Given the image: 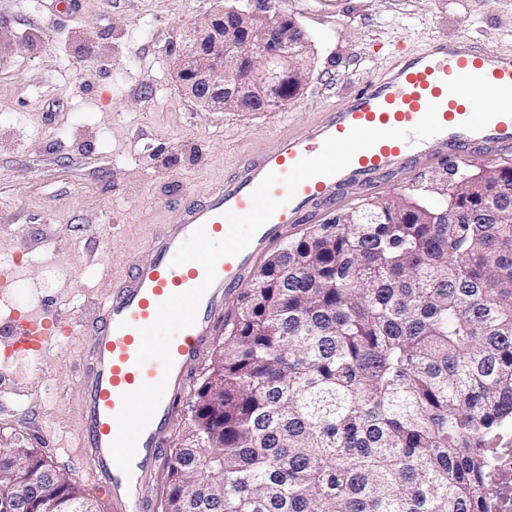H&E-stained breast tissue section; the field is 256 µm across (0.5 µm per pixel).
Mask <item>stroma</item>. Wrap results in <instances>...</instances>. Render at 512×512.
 Segmentation results:
<instances>
[{"label":"stroma","mask_w":512,"mask_h":512,"mask_svg":"<svg viewBox=\"0 0 512 512\" xmlns=\"http://www.w3.org/2000/svg\"><path fill=\"white\" fill-rule=\"evenodd\" d=\"M217 0H0V261L19 258L0 288V319L53 299L68 321L90 315L139 253L151 225L188 196L223 184L319 112L382 77L393 49L467 34L512 50V0H266L258 17H291L309 36L310 71L280 112H216L188 98L170 66L187 29ZM137 68H127L129 59ZM456 159L401 182L350 188L356 202L432 198ZM70 330L37 362L0 341V448L27 446L109 501L66 448L77 441L79 355Z\"/></svg>","instance_id":"obj_1"}]
</instances>
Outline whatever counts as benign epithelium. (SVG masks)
I'll return each instance as SVG.
<instances>
[{"label": "benign epithelium", "mask_w": 512, "mask_h": 512, "mask_svg": "<svg viewBox=\"0 0 512 512\" xmlns=\"http://www.w3.org/2000/svg\"><path fill=\"white\" fill-rule=\"evenodd\" d=\"M171 67L188 96L214 111H232L253 94L263 103L274 100L289 63L304 52L301 44L281 36L279 27L262 32L246 13L216 7L198 19ZM252 63L245 74L240 62Z\"/></svg>", "instance_id": "1"}]
</instances>
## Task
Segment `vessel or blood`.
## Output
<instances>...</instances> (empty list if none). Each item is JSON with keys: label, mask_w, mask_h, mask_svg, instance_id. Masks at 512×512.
I'll use <instances>...</instances> for the list:
<instances>
[{"label": "vessel or blood", "mask_w": 512, "mask_h": 512, "mask_svg": "<svg viewBox=\"0 0 512 512\" xmlns=\"http://www.w3.org/2000/svg\"><path fill=\"white\" fill-rule=\"evenodd\" d=\"M474 84L487 88L491 105L467 98L466 89ZM432 104L438 107L441 133L422 141L380 140L358 151L337 174L302 182L293 200L274 213L241 254L218 261L217 278L199 305L195 324L172 341L175 365L164 397L139 438L131 475H124L110 451L122 396L163 377L158 361L137 366L139 329L155 320L161 302L200 285L205 276L196 262L172 266L181 242L199 227L211 238H223L229 228L226 212H248L250 194L267 173L288 174L302 158L319 154L327 137L345 136L354 127L408 130ZM511 149L512 50L466 35L435 36L418 51L395 52L386 73L356 90L345 104L326 108L315 123L280 136L274 149L250 156L224 185L188 198L175 217L155 225L142 252L131 257L126 273L113 279L84 322L88 340L78 381L80 429L72 454L105 490L112 512H154L148 490L169 460L171 426L183 411L187 388L224 325L227 299L250 284L271 246L286 241L323 208L346 201L347 188L374 178L405 177L449 155L463 160L478 150L499 154ZM62 322L60 309L41 299L1 319L0 336L37 357L46 329Z\"/></svg>", "instance_id": "vessel-or-blood-1"}]
</instances>
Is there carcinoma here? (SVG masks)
Returning a JSON list of instances; mask_svg holds the SVG:
<instances>
[{
  "instance_id": "carcinoma-1",
  "label": "carcinoma",
  "mask_w": 512,
  "mask_h": 512,
  "mask_svg": "<svg viewBox=\"0 0 512 512\" xmlns=\"http://www.w3.org/2000/svg\"><path fill=\"white\" fill-rule=\"evenodd\" d=\"M288 72L279 112L299 93ZM344 210L289 241L224 319L162 512H489L512 424V166ZM97 512L0 448V512Z\"/></svg>"
}]
</instances>
